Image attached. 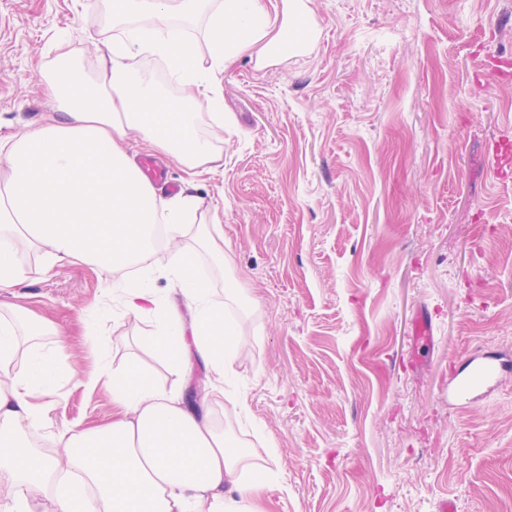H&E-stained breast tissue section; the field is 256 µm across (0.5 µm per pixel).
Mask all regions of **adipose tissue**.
I'll return each mask as SVG.
<instances>
[{"mask_svg": "<svg viewBox=\"0 0 512 512\" xmlns=\"http://www.w3.org/2000/svg\"><path fill=\"white\" fill-rule=\"evenodd\" d=\"M118 17L144 15L109 50L103 75L84 76L60 58L49 89L58 110L7 144L9 177L0 190V240L25 237L47 256V267L96 263L104 272L138 262L155 225L168 235L193 231L217 267L224 226L217 208L194 189L224 164V151L198 134L200 107H216L221 90L199 65L194 45L171 35L170 17L207 13L212 60L224 66L257 47V66L308 49L315 21L304 0H289L288 18L270 30L265 0H112ZM147 52L167 60L186 93L177 101L158 95L129 60ZM147 141L182 172L179 194L164 197L134 161L133 137ZM167 266L185 297V309L165 303L150 288H126L122 304L152 308L156 330L143 337L169 371L190 361L207 373L206 399L189 402L137 364L99 360L82 376L87 390L107 388L116 412L111 422L66 428L53 436L56 454L22 439L39 426L41 397L59 371L37 344L23 345L12 323L0 321V478L25 490L16 506L32 512L29 497L52 486L60 512H269L272 482L258 473L255 453L212 416L209 399H223L227 419L248 411L230 391L238 326L224 316L226 300L200 288L189 256L170 252Z\"/></svg>", "mask_w": 512, "mask_h": 512, "instance_id": "obj_1", "label": "adipose tissue"}]
</instances>
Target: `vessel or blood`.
Instances as JSON below:
<instances>
[{
	"label": "vessel or blood",
	"mask_w": 512,
	"mask_h": 512,
	"mask_svg": "<svg viewBox=\"0 0 512 512\" xmlns=\"http://www.w3.org/2000/svg\"><path fill=\"white\" fill-rule=\"evenodd\" d=\"M512 374V356L502 352L479 351L448 375V398L474 403L490 393L504 375Z\"/></svg>",
	"instance_id": "vessel-or-blood-1"
}]
</instances>
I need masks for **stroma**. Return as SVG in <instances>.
<instances>
[{
  "label": "stroma",
  "instance_id": "obj_1",
  "mask_svg": "<svg viewBox=\"0 0 512 512\" xmlns=\"http://www.w3.org/2000/svg\"><path fill=\"white\" fill-rule=\"evenodd\" d=\"M313 47L255 68L249 55L212 70L223 91L224 165L199 192L224 210L229 269L188 236L209 288H241L236 384L253 424L236 434L276 446L273 512H512V376L487 401L449 407L453 361L512 353V0H306ZM112 0H0V142L56 109L58 58L97 77L118 35ZM22 262L0 304L57 324L71 350L29 430L111 420L112 396L78 375L100 353L83 334L100 318L108 354L170 386L189 385L135 345L149 314L125 312L124 270ZM433 341L411 348L420 313Z\"/></svg>",
  "mask_w": 512,
  "mask_h": 512
}]
</instances>
